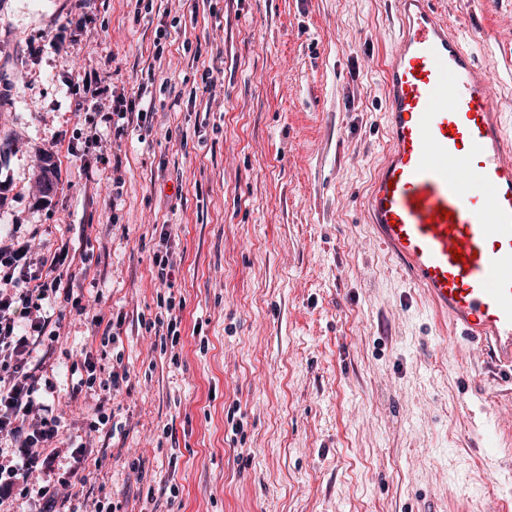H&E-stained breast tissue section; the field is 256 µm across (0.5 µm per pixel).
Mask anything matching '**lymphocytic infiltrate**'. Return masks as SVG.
<instances>
[{"label": "lymphocytic infiltrate", "instance_id": "lymphocytic-infiltrate-1", "mask_svg": "<svg viewBox=\"0 0 512 512\" xmlns=\"http://www.w3.org/2000/svg\"><path fill=\"white\" fill-rule=\"evenodd\" d=\"M69 253L65 244L53 257L41 256L31 240L15 234L0 246V441L14 444L11 464H0V504L12 494L25 493L23 479L54 464L49 449L59 433L54 414L58 385L44 376L39 351L45 339L58 335L54 311L74 295L67 280ZM82 369L78 384L100 390L95 411L99 423L108 424L107 407L129 385L131 371L117 365L107 378H98L90 355Z\"/></svg>", "mask_w": 512, "mask_h": 512}]
</instances>
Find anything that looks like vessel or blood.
<instances>
[{"label": "vessel or blood", "instance_id": "b4317fda", "mask_svg": "<svg viewBox=\"0 0 512 512\" xmlns=\"http://www.w3.org/2000/svg\"><path fill=\"white\" fill-rule=\"evenodd\" d=\"M392 2L390 141L364 206L378 240L511 402L512 137L494 73L438 0Z\"/></svg>", "mask_w": 512, "mask_h": 512}]
</instances>
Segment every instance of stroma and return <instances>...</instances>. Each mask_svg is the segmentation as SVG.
<instances>
[{
	"instance_id": "stroma-1",
	"label": "stroma",
	"mask_w": 512,
	"mask_h": 512,
	"mask_svg": "<svg viewBox=\"0 0 512 512\" xmlns=\"http://www.w3.org/2000/svg\"><path fill=\"white\" fill-rule=\"evenodd\" d=\"M441 8L497 63L512 131V0ZM393 26L388 0H153L147 14L135 0H0V234L20 225L47 253L67 242L82 305L120 334L103 344L69 306L43 345L62 435L92 450L74 486L87 506L512 512L500 388L475 382L477 355L361 207L386 146ZM84 71L103 95L69 85ZM116 97L148 106L146 121L116 134L103 113ZM165 249L168 286L152 262ZM166 292L184 304L175 362L148 328ZM88 353L131 371L121 431L72 391Z\"/></svg>"
}]
</instances>
